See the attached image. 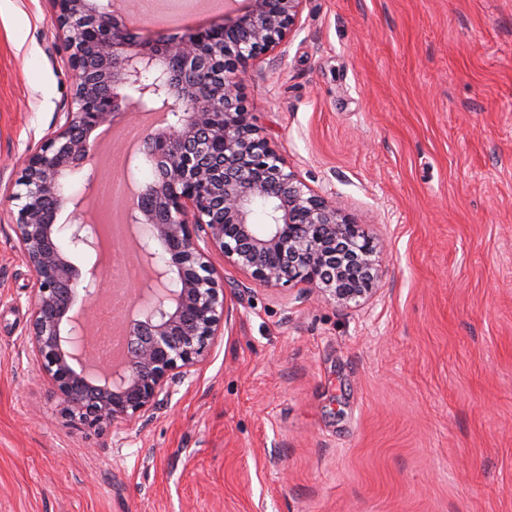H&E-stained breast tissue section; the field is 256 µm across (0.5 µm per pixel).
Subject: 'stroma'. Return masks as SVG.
Returning a JSON list of instances; mask_svg holds the SVG:
<instances>
[{
    "instance_id": "stroma-1",
    "label": "stroma",
    "mask_w": 512,
    "mask_h": 512,
    "mask_svg": "<svg viewBox=\"0 0 512 512\" xmlns=\"http://www.w3.org/2000/svg\"><path fill=\"white\" fill-rule=\"evenodd\" d=\"M53 0H0V512H512V0H304L255 122L387 244L352 308L243 287L136 420H65L29 349L23 159L73 75Z\"/></svg>"
}]
</instances>
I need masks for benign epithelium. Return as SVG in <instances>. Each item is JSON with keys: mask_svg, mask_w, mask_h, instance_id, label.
Segmentation results:
<instances>
[{"mask_svg": "<svg viewBox=\"0 0 512 512\" xmlns=\"http://www.w3.org/2000/svg\"><path fill=\"white\" fill-rule=\"evenodd\" d=\"M54 2L74 93L9 200L17 248L34 273L29 344L70 422L95 430L131 422L206 361L229 313L215 253L270 290L304 285L346 308L379 293L382 244L298 177L242 92L248 68L286 45L304 0H250L235 19L157 38L120 23L115 0ZM121 90L171 116L145 137L153 178L130 210L140 252L150 261L160 248L168 258L137 292L125 363L93 372L81 353L85 324L70 316L81 280L71 257L95 251L101 235L65 194V178L89 161L92 133L121 115ZM69 203L70 222L56 223Z\"/></svg>", "mask_w": 512, "mask_h": 512, "instance_id": "1", "label": "benign epithelium"}]
</instances>
